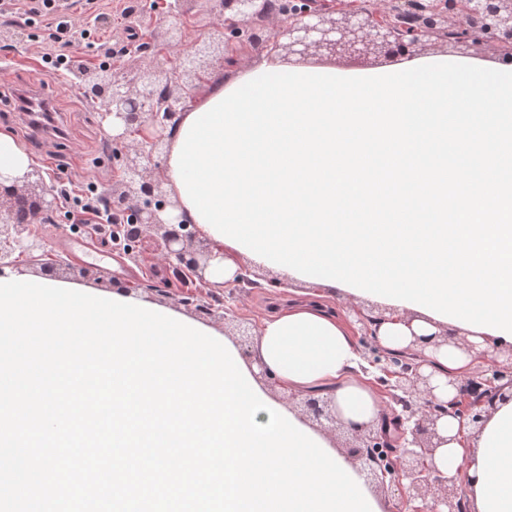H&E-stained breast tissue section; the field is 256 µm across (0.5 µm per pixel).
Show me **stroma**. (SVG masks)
Here are the masks:
<instances>
[{
    "label": "stroma",
    "instance_id": "stroma-1",
    "mask_svg": "<svg viewBox=\"0 0 512 512\" xmlns=\"http://www.w3.org/2000/svg\"><path fill=\"white\" fill-rule=\"evenodd\" d=\"M137 2V14L131 17L124 10L126 0H99L98 5L105 13L100 31L88 38L72 31L65 35V52L72 63L95 67L110 61L116 70L132 69L134 63L125 53L126 31L140 26L143 16L150 14L153 0ZM181 9L192 32L216 45L223 40L224 27L219 21L216 0H183ZM46 23L42 15L34 14L30 19L16 21L0 15V27H9L14 33L9 43H0V65L8 69L0 79V130L11 132L19 143L26 144L27 128L11 99L17 90L41 89L54 105L58 123L67 134L63 137L48 134L38 146H29L34 169L44 175L49 187L63 186L74 197L80 196L92 180L104 193H111L113 166L102 162L101 157L112 141V134L101 119L102 107L82 95L76 75L53 74L44 69L43 55L48 51ZM69 210L68 204H59V221L44 225L42 229L45 251L53 260L54 275L103 290L110 289L117 280L130 283L147 280L151 286L145 294L150 299L176 306L181 297L187 296L191 304L186 311L194 313L193 302L199 297L198 290L180 288L172 282V274L164 264L151 263V256L158 253L156 239L143 243L141 257L120 255L115 265L107 268L91 263L82 253L63 250L62 241L77 234L68 217ZM247 276L253 280V287L225 286L217 289L212 301L218 310L214 323L243 347L250 343L249 333L255 332L261 319L276 308L285 281L284 276L274 270L251 269ZM165 280L169 281V288L158 291V284Z\"/></svg>",
    "mask_w": 512,
    "mask_h": 512
}]
</instances>
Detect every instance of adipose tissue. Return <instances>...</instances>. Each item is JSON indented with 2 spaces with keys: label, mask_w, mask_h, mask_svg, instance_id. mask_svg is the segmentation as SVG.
<instances>
[{
  "label": "adipose tissue",
  "mask_w": 512,
  "mask_h": 512,
  "mask_svg": "<svg viewBox=\"0 0 512 512\" xmlns=\"http://www.w3.org/2000/svg\"><path fill=\"white\" fill-rule=\"evenodd\" d=\"M163 178L207 243L215 287L245 266L315 285L264 317L241 353L268 399L331 396L341 431L387 407L358 368L336 296L381 304L382 348L419 354L435 396L512 348V76L446 57L368 72L271 54L210 73L168 139ZM465 337L468 349L441 344ZM480 429L453 415L433 461L469 512H512V389Z\"/></svg>",
  "instance_id": "ef3b65f1"
}]
</instances>
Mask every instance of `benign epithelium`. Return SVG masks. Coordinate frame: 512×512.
Returning a JSON list of instances; mask_svg holds the SVG:
<instances>
[{"mask_svg":"<svg viewBox=\"0 0 512 512\" xmlns=\"http://www.w3.org/2000/svg\"><path fill=\"white\" fill-rule=\"evenodd\" d=\"M221 3V50L224 60L233 63L257 29L266 34L265 50L309 57L316 63L342 57L394 60L421 54L428 41L454 44L464 53L489 43L498 48L512 43V19L489 29L480 40L449 39L448 28L464 31L469 18L441 12L432 0H285L277 11L269 9L267 0ZM412 13L429 14L432 22L415 26L407 21ZM147 45L151 53L137 61L133 75L103 68L81 71L94 97L104 98L105 115L123 126V133L113 138L119 146V164L113 166L111 200L113 208L128 215L129 224L122 237L115 238L113 250L129 255L131 245L156 233L162 240L161 257L176 280L206 288L203 270L209 251L194 248L195 234L189 225L163 218L166 209L176 204L164 180L152 175L148 164L165 146L164 132L176 128L180 112L209 72L210 45L201 37H189L185 22L166 31L155 28ZM150 128L155 134H145ZM47 194L45 179L35 169L20 182L0 181V275L15 266V254L32 257L43 250L42 238L30 231V225L42 223L53 212ZM371 364L383 373L379 381L385 395L399 406L395 417L401 434L399 448L381 456L379 449L388 447L382 432L369 428L354 432L358 444L350 453L363 464L367 481L398 492L397 512H467L465 492L434 465V451L441 442L437 423L452 414L480 426L487 398L500 391L496 382L507 377L512 384V350L507 361L492 360L477 374L455 383L457 395L445 404L436 402L430 376L421 370L416 355L406 361L388 352L385 359L377 357ZM305 406L317 422L336 424L330 399L310 398Z\"/></svg>","mask_w":512,"mask_h":512,"instance_id":"7a95c632","label":"benign epithelium"}]
</instances>
